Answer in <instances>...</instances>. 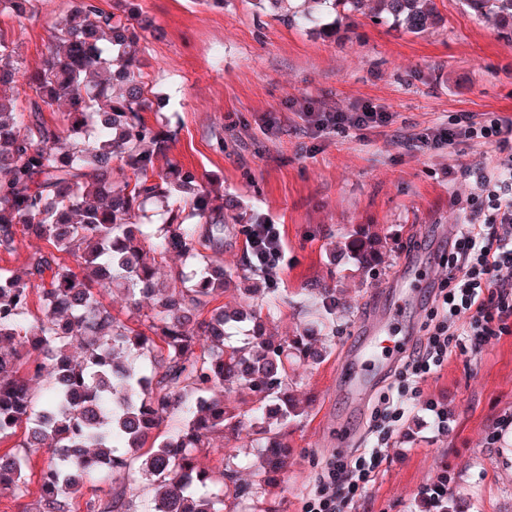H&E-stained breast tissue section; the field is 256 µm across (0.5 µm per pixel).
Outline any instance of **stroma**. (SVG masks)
<instances>
[{"instance_id":"stroma-1","label":"stroma","mask_w":512,"mask_h":512,"mask_svg":"<svg viewBox=\"0 0 512 512\" xmlns=\"http://www.w3.org/2000/svg\"><path fill=\"white\" fill-rule=\"evenodd\" d=\"M137 2L163 31L145 42L147 118L174 131L171 158L221 185L241 212L279 227L284 251L268 276L250 267L244 227L228 219L224 266L233 282L257 284L264 300H285L270 323L278 336L308 322L311 288L337 286L349 305L336 322L332 355L298 370L294 390L306 412L285 428L293 464L280 481V512H303L334 455L351 464L372 447L375 414L396 401L405 414L381 473L343 512H420L421 489L443 476L471 512H512V335L452 355L412 399L399 393L393 369L368 370L365 399L341 389L347 354L366 343L382 309L398 308L395 332L409 349L438 321L435 292L450 249L441 227L464 223L474 192L460 170L494 166L496 154L479 143L423 151L407 141L488 113L512 117V28L476 19L463 0H436L443 21L419 36L360 15L328 30L293 28L250 0ZM70 4L39 0L37 16L23 22L0 15V35L22 69L40 65L50 26ZM311 100L343 111L368 101L390 121L313 136L303 116ZM363 230L388 242L373 275L333 259Z\"/></svg>"}]
</instances>
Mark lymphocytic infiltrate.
Wrapping results in <instances>:
<instances>
[{
  "mask_svg": "<svg viewBox=\"0 0 512 512\" xmlns=\"http://www.w3.org/2000/svg\"><path fill=\"white\" fill-rule=\"evenodd\" d=\"M305 117L318 132L363 130L387 121L386 113L368 105L352 112L312 108ZM463 140L489 145L502 151L503 157L496 171L479 167L471 172L478 205L460 226L448 260V278L438 294L442 319L426 341L411 351L399 373L401 381L414 386L452 355L456 335L468 336L475 352L491 337L512 335V118L491 115L419 138L421 145L434 148ZM282 249L277 225H250L247 254L252 268L274 271ZM390 436V429L382 428L376 447L365 449L352 467L329 462L304 505L305 512H336L338 501L353 500L360 488L375 480Z\"/></svg>",
  "mask_w": 512,
  "mask_h": 512,
  "instance_id": "1",
  "label": "lymphocytic infiltrate"
}]
</instances>
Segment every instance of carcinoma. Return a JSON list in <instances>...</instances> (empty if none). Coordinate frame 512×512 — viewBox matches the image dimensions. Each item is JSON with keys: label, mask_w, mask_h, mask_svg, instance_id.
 <instances>
[{"label": "carcinoma", "mask_w": 512, "mask_h": 512, "mask_svg": "<svg viewBox=\"0 0 512 512\" xmlns=\"http://www.w3.org/2000/svg\"><path fill=\"white\" fill-rule=\"evenodd\" d=\"M39 0H0V14L31 19ZM289 27L331 15L379 17L413 34L441 21L435 0H251ZM478 19L512 26V0H464ZM159 29L134 0H75L50 28L39 67L21 70L0 37V249L31 238L45 249L23 267H0V497L30 495L34 512H279L269 499L288 471L284 424L304 415L293 390L299 366L331 353L336 289H318L314 326L270 335L258 288L224 295V211L234 207L197 171L168 158L173 133L147 120L152 102L141 41ZM32 96L18 107L14 90ZM62 102L52 121L45 109ZM166 159L163 166L159 160ZM385 245L372 235L340 257L371 272ZM183 264L170 281L161 267ZM121 288L135 314L123 320L106 296ZM250 336L226 342L233 323ZM257 398L253 434L263 491L238 478L224 447L242 426L224 393ZM47 455L35 464L40 449ZM224 449L221 470L199 461ZM110 481L103 490L99 483ZM150 496L136 500L133 484ZM423 507L465 512L455 496Z\"/></svg>", "instance_id": "1"}]
</instances>
